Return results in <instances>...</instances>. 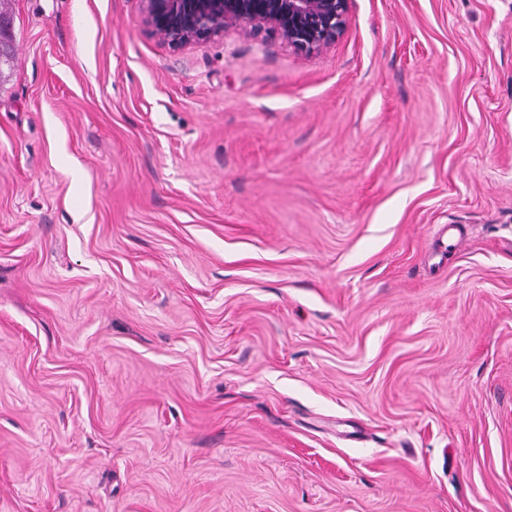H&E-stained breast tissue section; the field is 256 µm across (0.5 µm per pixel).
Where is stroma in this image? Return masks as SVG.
Listing matches in <instances>:
<instances>
[{"label": "stroma", "mask_w": 512, "mask_h": 512, "mask_svg": "<svg viewBox=\"0 0 512 512\" xmlns=\"http://www.w3.org/2000/svg\"><path fill=\"white\" fill-rule=\"evenodd\" d=\"M0 11V512H512V0ZM350 0H139L142 22L172 50L230 28L250 29L309 54L343 35Z\"/></svg>", "instance_id": "1"}]
</instances>
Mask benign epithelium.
I'll use <instances>...</instances> for the list:
<instances>
[{
  "label": "benign epithelium",
  "mask_w": 512,
  "mask_h": 512,
  "mask_svg": "<svg viewBox=\"0 0 512 512\" xmlns=\"http://www.w3.org/2000/svg\"><path fill=\"white\" fill-rule=\"evenodd\" d=\"M350 0H139L142 22L179 50L230 28L248 29L309 54L343 35Z\"/></svg>",
  "instance_id": "obj_1"
}]
</instances>
